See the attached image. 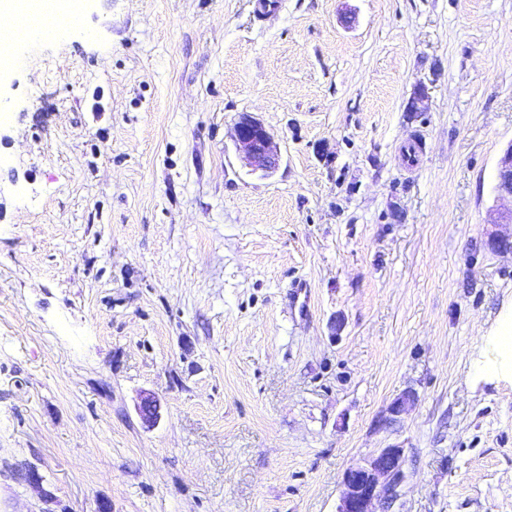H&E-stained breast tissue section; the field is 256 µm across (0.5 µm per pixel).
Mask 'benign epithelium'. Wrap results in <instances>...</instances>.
<instances>
[{
	"label": "benign epithelium",
	"mask_w": 512,
	"mask_h": 512,
	"mask_svg": "<svg viewBox=\"0 0 512 512\" xmlns=\"http://www.w3.org/2000/svg\"><path fill=\"white\" fill-rule=\"evenodd\" d=\"M235 148L253 170L269 177L279 168L281 151L273 133L257 117L240 115L235 127ZM498 200L512 202V145L496 166ZM405 454L400 446L380 449L364 465L350 468L342 477L343 492L336 512H373L377 500L389 504L400 496L405 481Z\"/></svg>",
	"instance_id": "obj_1"
}]
</instances>
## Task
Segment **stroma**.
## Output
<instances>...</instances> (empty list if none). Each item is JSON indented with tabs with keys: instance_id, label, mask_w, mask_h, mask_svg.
<instances>
[{
	"instance_id": "1",
	"label": "stroma",
	"mask_w": 512,
	"mask_h": 512,
	"mask_svg": "<svg viewBox=\"0 0 512 512\" xmlns=\"http://www.w3.org/2000/svg\"><path fill=\"white\" fill-rule=\"evenodd\" d=\"M258 3L79 0L0 66V512H336L392 445L390 512H512V0ZM235 148L239 155L264 177L279 168L281 151L273 133L257 117L242 113L235 127ZM495 191L498 200L510 201V208L499 211L494 223H512V145L507 148L496 166ZM491 342L496 352V357L485 364L493 370L509 372L512 374V319L504 324L496 336H492Z\"/></svg>"
}]
</instances>
